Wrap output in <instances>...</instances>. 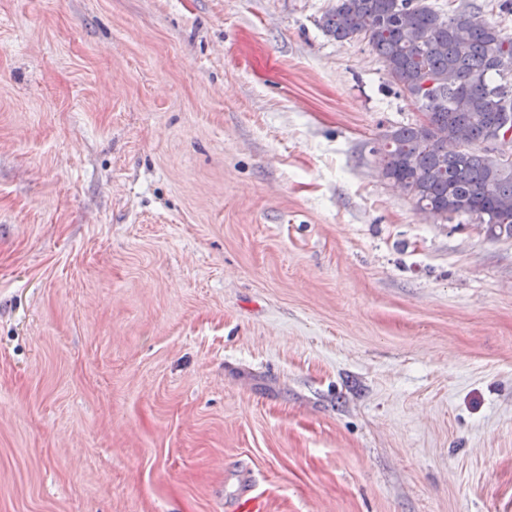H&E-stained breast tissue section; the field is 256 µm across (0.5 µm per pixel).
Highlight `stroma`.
Listing matches in <instances>:
<instances>
[{
  "instance_id": "1",
  "label": "stroma",
  "mask_w": 512,
  "mask_h": 512,
  "mask_svg": "<svg viewBox=\"0 0 512 512\" xmlns=\"http://www.w3.org/2000/svg\"><path fill=\"white\" fill-rule=\"evenodd\" d=\"M335 2L0 0V512H512V237ZM232 512H267V498L264 492L243 489L237 495Z\"/></svg>"
}]
</instances>
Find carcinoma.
<instances>
[{
    "instance_id": "carcinoma-1",
    "label": "carcinoma",
    "mask_w": 512,
    "mask_h": 512,
    "mask_svg": "<svg viewBox=\"0 0 512 512\" xmlns=\"http://www.w3.org/2000/svg\"><path fill=\"white\" fill-rule=\"evenodd\" d=\"M340 43L365 40L421 122L386 130L373 153L427 214L512 237V162L484 146L512 112V36L482 11L444 14L428 0H336L320 19Z\"/></svg>"
}]
</instances>
